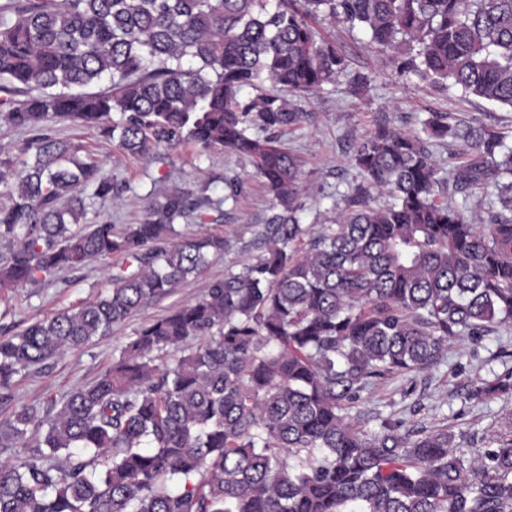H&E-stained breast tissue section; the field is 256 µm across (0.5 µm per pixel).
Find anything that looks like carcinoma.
<instances>
[{
  "instance_id": "obj_1",
  "label": "carcinoma",
  "mask_w": 512,
  "mask_h": 512,
  "mask_svg": "<svg viewBox=\"0 0 512 512\" xmlns=\"http://www.w3.org/2000/svg\"><path fill=\"white\" fill-rule=\"evenodd\" d=\"M339 19L393 53L398 74L512 108V0H6L0 117L24 131L0 159V288L122 260L102 297L0 338V391L133 318L224 237L181 239L235 201L143 199L138 224L100 219L120 197L91 153L55 136L98 128L143 159L192 141L249 161L272 198L264 253L201 299L144 324L95 382L0 419V512H512V418L467 454L448 428L363 431L350 409L393 375L437 367L456 337L512 328V146L432 112L352 144L360 181L316 232L305 172L274 131L309 114L288 96L336 83L346 58L314 22ZM452 139L443 175L432 143ZM494 189L470 214L440 199ZM386 188L392 201L376 203ZM512 395V370L467 398Z\"/></svg>"
}]
</instances>
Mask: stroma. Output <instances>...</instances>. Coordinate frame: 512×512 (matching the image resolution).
<instances>
[{"instance_id":"obj_1","label":"stroma","mask_w":512,"mask_h":512,"mask_svg":"<svg viewBox=\"0 0 512 512\" xmlns=\"http://www.w3.org/2000/svg\"><path fill=\"white\" fill-rule=\"evenodd\" d=\"M319 28L335 40L347 60L338 83L323 90L292 96L294 107L310 113L300 128L278 132V139L296 150L305 162L306 210L302 222L323 223L333 199L359 181L350 161L351 145L361 134L381 123L417 132L430 113L444 112L450 124L488 126L500 131L512 146V109L464 95L451 88L438 91L421 82L401 78L390 54L378 53L365 34L332 19ZM368 75V95L351 97L344 88L350 78ZM59 137L92 151L124 191L120 204H105L101 213L115 224H135L144 216L140 199L154 194L185 191L222 198L225 180L242 184L237 202L224 204L221 219L203 225L179 224L187 237L202 233L223 236V256L211 258L202 276L189 279L170 295L154 299L140 312L113 329L111 336L93 340L79 350L21 373L7 396H0V416L21 406L62 401L76 387L95 381L112 363L138 329L172 309L201 298L208 284L223 278L247 256L258 255V233L270 214L271 198L250 163L233 156L200 154L185 143L167 159H139L117 149L97 130L78 124L60 125ZM117 260L94 262L84 269L58 274L52 283L0 288V333H17L29 324L106 295L112 287ZM512 368V329H496L480 339L450 341L448 355L428 373L394 377L364 391L352 413L365 431L377 430L383 420H400L406 427L431 431L445 426L466 451L492 447L506 418L512 416V396L489 401L467 400L472 381Z\"/></svg>"}]
</instances>
